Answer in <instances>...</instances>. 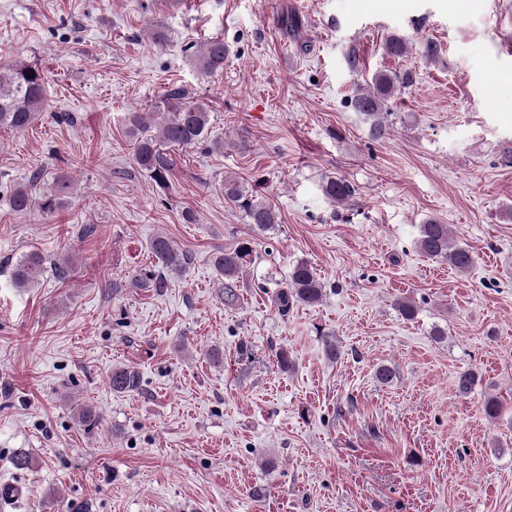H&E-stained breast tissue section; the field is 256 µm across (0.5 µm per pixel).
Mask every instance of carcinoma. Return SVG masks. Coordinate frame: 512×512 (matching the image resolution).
<instances>
[{"label":"carcinoma","mask_w":512,"mask_h":512,"mask_svg":"<svg viewBox=\"0 0 512 512\" xmlns=\"http://www.w3.org/2000/svg\"><path fill=\"white\" fill-rule=\"evenodd\" d=\"M385 52L393 57H403L408 52V44L399 36H390L383 45ZM197 69L204 75H214L224 71L227 48L224 39L213 37L201 43L184 48ZM413 82L408 72L397 73L379 71L365 87H359L351 98L356 112L369 124L371 138L382 141L390 135L387 102L397 91ZM45 76L34 65L15 63L0 66V127L5 126L17 132L26 130L44 111ZM153 115L159 122L154 124L141 112H130L126 117L128 133L134 141V162L137 167L160 188L168 185V177L173 167L172 156L164 147L187 148L207 141L210 112L205 105L189 97L188 91L177 87L168 91L155 105ZM69 188L68 174L55 173L52 186L44 194L41 203H36L29 186H17L9 193L12 211L25 214L38 205L51 212L61 204V198ZM325 198L334 204L349 201L355 195V187L344 178L328 177L321 183ZM224 198L241 213L246 223L257 235H265L275 229L278 215L261 198L253 194L233 178L224 179ZM416 248L431 260L445 261L459 273L468 272L474 258L469 249L450 243L448 225L436 220H428L418 226ZM154 261V271L142 274L132 273L136 281H152L157 286L165 284L166 274L181 272L189 257L186 252L174 247L171 241L158 236L150 243ZM252 241L240 242L234 249L215 253L211 262L217 273L224 279V305L234 306L240 300L238 283L246 274L252 262ZM46 259L38 252H31L15 267L13 278L17 286L23 288L38 282L43 274ZM324 297V286L313 267L306 261H299L291 267L288 279L278 285L274 304L281 313H286L294 305L311 306L320 303ZM479 382V374L474 369L462 371L456 377V389L461 395L469 394ZM139 373L130 367L112 370L110 385L119 393L133 392L140 387ZM502 401L496 396H488L483 401V412L490 421L502 414Z\"/></svg>","instance_id":"obj_1"}]
</instances>
